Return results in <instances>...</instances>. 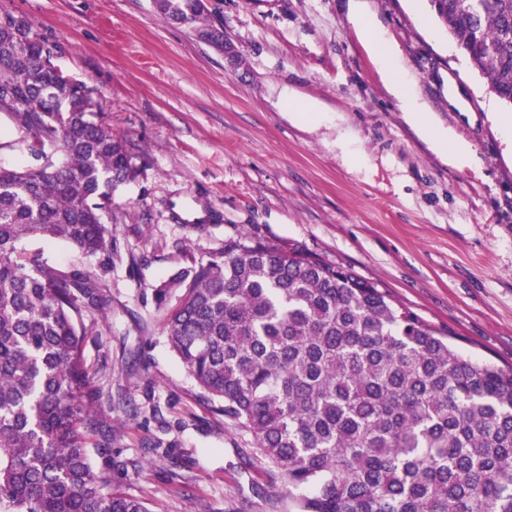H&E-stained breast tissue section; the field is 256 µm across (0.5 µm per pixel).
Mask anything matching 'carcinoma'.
I'll list each match as a JSON object with an SVG mask.
<instances>
[{
  "instance_id": "1",
  "label": "carcinoma",
  "mask_w": 512,
  "mask_h": 512,
  "mask_svg": "<svg viewBox=\"0 0 512 512\" xmlns=\"http://www.w3.org/2000/svg\"><path fill=\"white\" fill-rule=\"evenodd\" d=\"M471 67L512 108V0H430ZM228 45L202 0H154ZM29 22L0 15V112L33 162L0 167V512H152L112 491L92 452L84 315L95 275L29 240L117 254L103 213L135 177L124 142ZM152 288L197 398L245 433L295 512H512V368L452 347L376 285L245 233Z\"/></svg>"
}]
</instances>
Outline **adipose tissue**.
I'll use <instances>...</instances> for the list:
<instances>
[{
    "mask_svg": "<svg viewBox=\"0 0 512 512\" xmlns=\"http://www.w3.org/2000/svg\"><path fill=\"white\" fill-rule=\"evenodd\" d=\"M350 20L366 40L375 62L384 75L391 93L398 100L402 110L411 119L423 125L427 136L437 148L451 156L461 157L467 152L464 145L453 143L441 136L432 126L426 125L425 106L420 103L410 83L399 73V51L376 25L369 11L367 0H350Z\"/></svg>",
    "mask_w": 512,
    "mask_h": 512,
    "instance_id": "ef3b65f1",
    "label": "adipose tissue"
}]
</instances>
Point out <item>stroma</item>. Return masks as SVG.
<instances>
[{
  "label": "stroma",
  "mask_w": 512,
  "mask_h": 512,
  "mask_svg": "<svg viewBox=\"0 0 512 512\" xmlns=\"http://www.w3.org/2000/svg\"><path fill=\"white\" fill-rule=\"evenodd\" d=\"M369 0L427 119L469 144L448 164L384 89L348 0H209L240 63L153 0H0L55 47L126 141L112 194L120 260L31 240L49 264L103 276L86 358L113 489L151 512H288L246 437L199 403L151 287L247 232L370 281L468 355L512 367V117L430 6ZM310 107L315 121L293 118Z\"/></svg>",
  "instance_id": "stroma-1"
}]
</instances>
